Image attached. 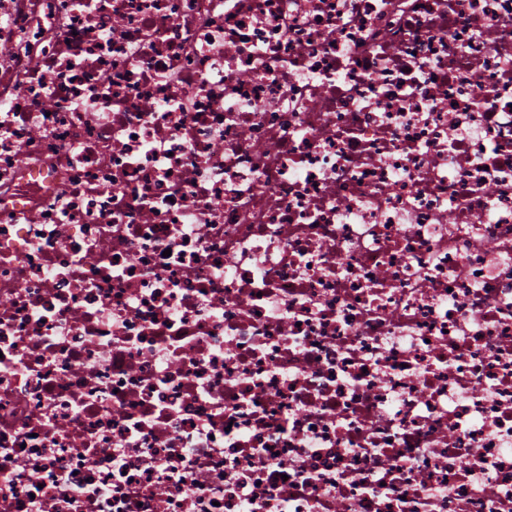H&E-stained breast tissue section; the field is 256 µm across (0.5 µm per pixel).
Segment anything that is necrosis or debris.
<instances>
[{"instance_id": "1", "label": "necrosis or debris", "mask_w": 512, "mask_h": 512, "mask_svg": "<svg viewBox=\"0 0 512 512\" xmlns=\"http://www.w3.org/2000/svg\"><path fill=\"white\" fill-rule=\"evenodd\" d=\"M0 512H512V0H0Z\"/></svg>"}]
</instances>
